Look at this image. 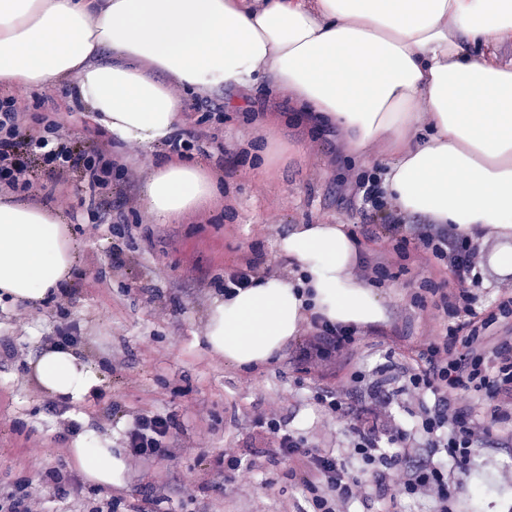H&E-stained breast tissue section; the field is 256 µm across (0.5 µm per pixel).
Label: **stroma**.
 <instances>
[{"mask_svg": "<svg viewBox=\"0 0 512 512\" xmlns=\"http://www.w3.org/2000/svg\"><path fill=\"white\" fill-rule=\"evenodd\" d=\"M11 94L27 121L48 118L58 133L87 148L111 141L113 160L128 173L113 176L102 211L90 205L80 172L59 181L49 168L36 167L33 189L22 193L29 203L49 201L61 212L78 262L58 301L0 304V494L31 484L42 512H312L303 474L288 459L273 458L274 436L257 424L258 414L277 410L284 430L343 452L355 419L325 416L317 392L340 387L356 369L409 362L421 339L451 323L433 304L414 302L424 282L444 279L443 265L401 259L380 212L352 194L358 177L383 171L386 161L346 158L304 120H278V94L213 90L206 121L197 108L200 95H191L181 132L195 142L187 156L206 163L224 191L201 213L156 224L143 212L141 189L170 147L147 152L113 140L70 88ZM272 144L287 148L288 159L259 174L260 152ZM318 223L344 225L363 261L389 265L392 278L373 287L389 310L387 321L363 329L352 351L326 361L303 359L301 335L253 370L212 352L206 327L225 272L254 256L285 264L281 239L293 225ZM63 329L80 336L87 362L104 378L79 403L47 395L27 374L29 357ZM142 414L173 421L166 439L172 456L128 463L123 485H89L68 455L77 435L122 448ZM228 448L252 465V485L218 465ZM52 469L65 476V491L42 488L41 474ZM383 489V496L354 504L353 512L432 510L402 494L396 473L387 474ZM458 495L464 512H512V419L494 422Z\"/></svg>", "mask_w": 512, "mask_h": 512, "instance_id": "stroma-1", "label": "stroma"}]
</instances>
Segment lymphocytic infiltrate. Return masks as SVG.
<instances>
[{"label": "lymphocytic infiltrate", "mask_w": 512, "mask_h": 512, "mask_svg": "<svg viewBox=\"0 0 512 512\" xmlns=\"http://www.w3.org/2000/svg\"><path fill=\"white\" fill-rule=\"evenodd\" d=\"M58 174L83 171L89 189H104L112 182L114 163L108 143L92 152L76 150L58 138L54 124L34 127L27 123L16 98H0V187L32 188V161ZM355 193L375 208L386 209L388 228L399 237L398 249H415L441 262L457 286L445 295L453 324L446 335L426 339L404 372L405 383L387 388L380 382L366 384L362 372H353L350 386L367 385L370 406L367 422L353 433L347 457L320 448L304 447L293 432L282 430L278 419H267L277 456L299 463L313 512H349L355 500L368 498L370 476L396 469L401 490L415 501H428L433 512H461L456 488L467 474L491 429L477 419L469 394L494 398V418H512V342L484 351L485 330L500 320L512 319V294L500 297L489 310H477L480 252L464 236L433 229L430 225L405 223L397 209L386 208L377 182L361 179ZM310 334L308 351L325 359L349 349L357 328L332 326L318 319L304 325ZM431 393L432 403H421L414 429H407L392 414L400 396ZM170 428L166 417L138 416L126 438L129 454L136 460L170 455L165 440Z\"/></svg>", "instance_id": "obj_1"}]
</instances>
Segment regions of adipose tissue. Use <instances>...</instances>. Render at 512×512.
Segmentation results:
<instances>
[{
    "instance_id": "adipose-tissue-1",
    "label": "adipose tissue",
    "mask_w": 512,
    "mask_h": 512,
    "mask_svg": "<svg viewBox=\"0 0 512 512\" xmlns=\"http://www.w3.org/2000/svg\"><path fill=\"white\" fill-rule=\"evenodd\" d=\"M512 0H0V88L75 83L118 140L165 144L185 121L184 90L266 81L312 124L339 130L345 151L388 161L382 187L402 213L494 239L512 273ZM195 161L154 166L147 217L175 224L216 197ZM291 280L262 278L218 296L211 351L250 368L272 360L313 316L365 328L386 319L354 276L359 248L340 224H300L280 242ZM77 264L58 211L0 197V300L57 294ZM29 375L78 401L102 379L77 348L41 350ZM73 461L96 487L124 480L118 448L76 441Z\"/></svg>"
}]
</instances>
